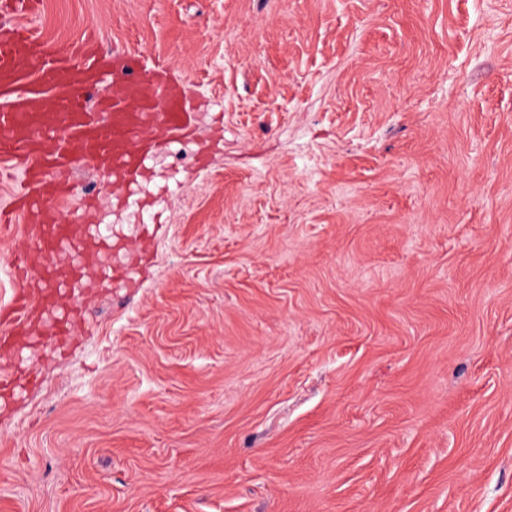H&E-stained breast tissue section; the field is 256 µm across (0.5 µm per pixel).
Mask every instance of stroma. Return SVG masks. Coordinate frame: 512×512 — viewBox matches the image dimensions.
<instances>
[{
    "instance_id": "stroma-1",
    "label": "stroma",
    "mask_w": 512,
    "mask_h": 512,
    "mask_svg": "<svg viewBox=\"0 0 512 512\" xmlns=\"http://www.w3.org/2000/svg\"><path fill=\"white\" fill-rule=\"evenodd\" d=\"M186 81L91 314L0 398V512H512V0H41Z\"/></svg>"
}]
</instances>
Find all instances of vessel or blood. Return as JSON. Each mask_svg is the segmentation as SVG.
Wrapping results in <instances>:
<instances>
[{"instance_id": "b4317fda", "label": "vessel or blood", "mask_w": 512, "mask_h": 512, "mask_svg": "<svg viewBox=\"0 0 512 512\" xmlns=\"http://www.w3.org/2000/svg\"><path fill=\"white\" fill-rule=\"evenodd\" d=\"M39 0H0V176L19 174L9 201L0 204V229L24 218L26 249L5 258L14 278V294L0 305V350L25 341L35 308H50L58 286L57 270L39 265V256L80 247L73 225L57 220L58 201L72 193L73 172L101 159L112 167V181L134 184L150 153L169 140L194 133L188 84L165 69L145 65L138 56L111 53L96 42L70 52L27 26ZM122 86L104 87V75ZM56 108L46 111L45 94ZM96 95V107L86 103ZM158 128L152 139L144 127ZM73 319L48 320L44 339L54 344L70 335Z\"/></svg>"}]
</instances>
